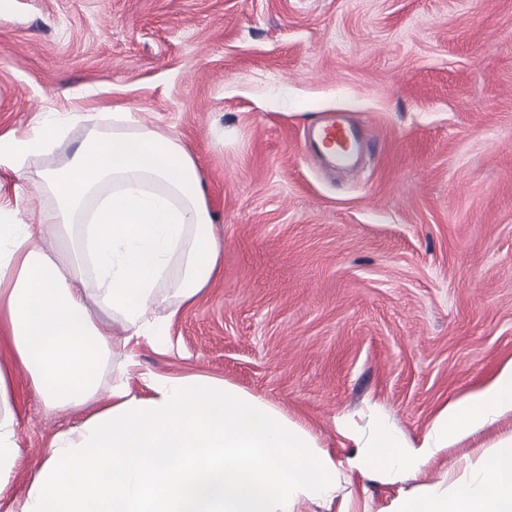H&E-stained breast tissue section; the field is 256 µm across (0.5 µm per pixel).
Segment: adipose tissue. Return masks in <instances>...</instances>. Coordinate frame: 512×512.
Segmentation results:
<instances>
[{
	"label": "adipose tissue",
	"instance_id": "adipose-tissue-1",
	"mask_svg": "<svg viewBox=\"0 0 512 512\" xmlns=\"http://www.w3.org/2000/svg\"><path fill=\"white\" fill-rule=\"evenodd\" d=\"M86 125L69 161L31 177L29 158L61 147L69 125ZM0 166L30 214L0 206V326L45 410L95 402L101 373L124 353L109 405L59 435L24 499L11 512H303L333 502L336 459L303 424L262 396L203 375L149 372L133 394L127 350L165 345L172 318L221 272L224 243L213 231L205 175L175 133L133 119L42 113L24 135H0ZM49 192L53 207L34 204ZM50 239L54 248L44 249ZM120 320L114 335L99 310ZM0 367V499L21 456ZM512 412V363L487 386L448 401L420 439L375 413L343 419L355 447L349 465L397 483L415 476L464 433ZM488 484L438 481L402 492L388 512H512V435L472 464Z\"/></svg>",
	"mask_w": 512,
	"mask_h": 512
}]
</instances>
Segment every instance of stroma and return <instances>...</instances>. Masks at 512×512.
<instances>
[{"label": "stroma", "instance_id": "obj_1", "mask_svg": "<svg viewBox=\"0 0 512 512\" xmlns=\"http://www.w3.org/2000/svg\"><path fill=\"white\" fill-rule=\"evenodd\" d=\"M124 107L176 132L206 177L221 275L134 346L148 372L229 381L300 420L337 460V417L366 407L420 438L448 400L512 359V0H0V134L44 112ZM345 113L374 150L339 174L308 149ZM22 498L82 411H45L0 332ZM512 413L416 481L341 470L332 505L387 512L467 479Z\"/></svg>", "mask_w": 512, "mask_h": 512}]
</instances>
